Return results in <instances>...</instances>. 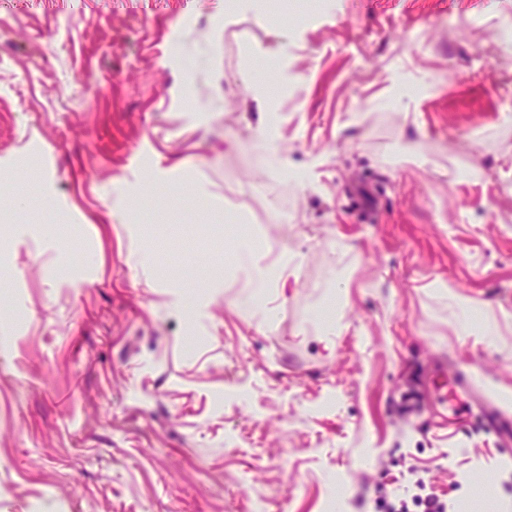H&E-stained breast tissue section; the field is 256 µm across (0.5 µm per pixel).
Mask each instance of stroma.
<instances>
[{"instance_id": "obj_1", "label": "stroma", "mask_w": 512, "mask_h": 512, "mask_svg": "<svg viewBox=\"0 0 512 512\" xmlns=\"http://www.w3.org/2000/svg\"><path fill=\"white\" fill-rule=\"evenodd\" d=\"M313 3L0 0V512H512V0ZM291 264L288 252H282L278 263L272 265H261L255 255L245 250L239 257V265L245 273L250 288H255V295L261 297L265 288L273 280H279Z\"/></svg>"}]
</instances>
